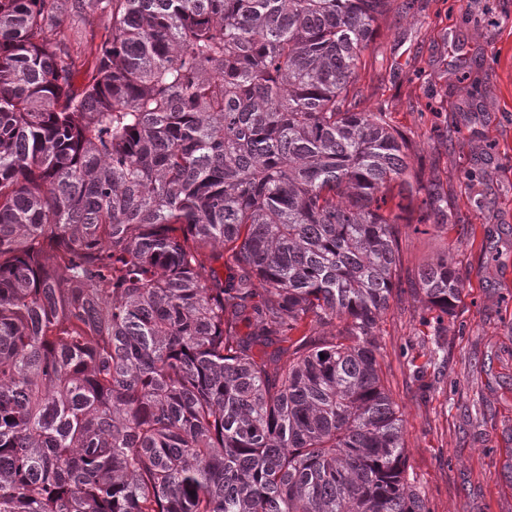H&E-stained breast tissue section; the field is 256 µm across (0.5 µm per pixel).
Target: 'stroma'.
Returning <instances> with one entry per match:
<instances>
[{
    "instance_id": "obj_1",
    "label": "stroma",
    "mask_w": 512,
    "mask_h": 512,
    "mask_svg": "<svg viewBox=\"0 0 512 512\" xmlns=\"http://www.w3.org/2000/svg\"><path fill=\"white\" fill-rule=\"evenodd\" d=\"M358 71L365 111L385 108L442 183L450 225L405 227L377 331L383 382L403 424L406 470L429 512H512L500 471L512 448V0H413ZM478 80L470 100L461 74ZM480 173L471 183L467 172ZM447 257L463 285L436 320L419 271ZM440 339L445 362L423 355Z\"/></svg>"
}]
</instances>
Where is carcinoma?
Returning a JSON list of instances; mask_svg holds the SVG:
<instances>
[{"label":"carcinoma","mask_w":512,"mask_h":512,"mask_svg":"<svg viewBox=\"0 0 512 512\" xmlns=\"http://www.w3.org/2000/svg\"><path fill=\"white\" fill-rule=\"evenodd\" d=\"M409 5L0 0V512H427L376 329L448 194L356 80Z\"/></svg>","instance_id":"1"}]
</instances>
